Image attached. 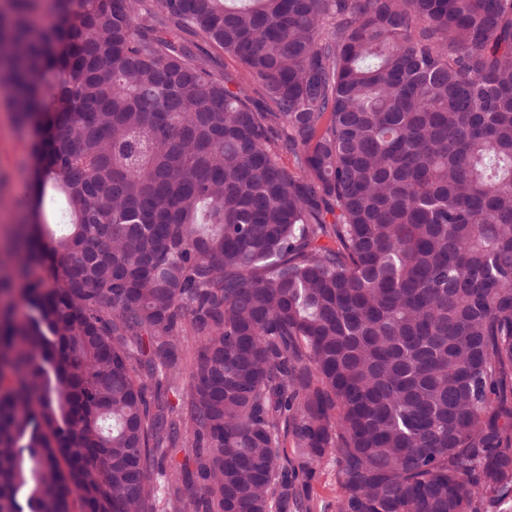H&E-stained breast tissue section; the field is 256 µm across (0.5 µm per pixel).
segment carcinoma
<instances>
[{"label": "carcinoma", "instance_id": "cac0c4a2", "mask_svg": "<svg viewBox=\"0 0 512 512\" xmlns=\"http://www.w3.org/2000/svg\"><path fill=\"white\" fill-rule=\"evenodd\" d=\"M41 7L0 512H512V0ZM313 512H336V498L339 490L332 468L328 465L320 470L312 484Z\"/></svg>", "mask_w": 512, "mask_h": 512}]
</instances>
